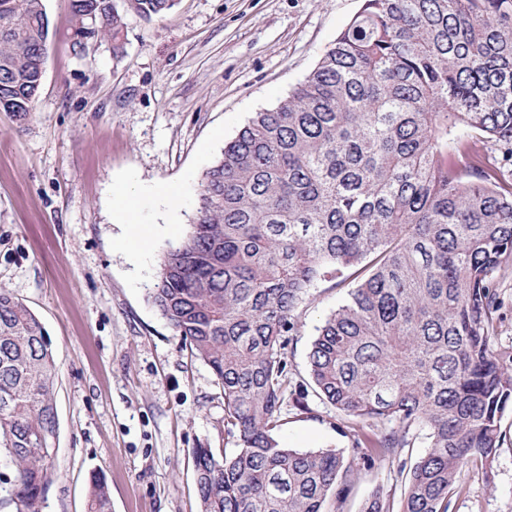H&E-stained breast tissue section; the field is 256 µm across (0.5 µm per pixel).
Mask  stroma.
<instances>
[{"label":"stroma","mask_w":512,"mask_h":512,"mask_svg":"<svg viewBox=\"0 0 512 512\" xmlns=\"http://www.w3.org/2000/svg\"><path fill=\"white\" fill-rule=\"evenodd\" d=\"M50 40L26 125L0 112V288L42 322L58 366V439L44 512H87L91 478L111 512H200L192 453L233 455L224 395L153 305L159 256L190 230L204 172L255 112L272 108L317 63L362 0H177L161 17L131 16L125 54L101 42L70 49V0H44ZM180 190L177 208L154 195ZM137 202L143 251L130 261L115 219ZM317 280L288 343L291 390L308 381L316 329L347 297ZM284 404L276 438L302 451L351 449L315 395ZM488 470L465 477L455 512H512V407ZM401 495L382 464L361 469L329 512H361L376 490Z\"/></svg>","instance_id":"1"}]
</instances>
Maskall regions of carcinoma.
<instances>
[{
    "instance_id": "obj_1",
    "label": "carcinoma",
    "mask_w": 512,
    "mask_h": 512,
    "mask_svg": "<svg viewBox=\"0 0 512 512\" xmlns=\"http://www.w3.org/2000/svg\"><path fill=\"white\" fill-rule=\"evenodd\" d=\"M175 0H71V51ZM44 0H0V110L34 111L48 53ZM498 152L488 165L486 151ZM512 0H364L276 108L257 112L204 174L192 231L163 253L152 299L213 371L239 448L193 452L201 512H327L353 486L338 448L274 437L288 393V337L326 274L362 266L317 329L310 386L339 412L363 466L397 469L395 502L362 512H452L465 473L507 434L512 347L498 343V287L512 268ZM58 369L44 326L0 289V447L9 502L42 512L58 435ZM363 421L390 422L366 439ZM426 452L411 462L415 431ZM88 512H111L92 476Z\"/></svg>"
}]
</instances>
